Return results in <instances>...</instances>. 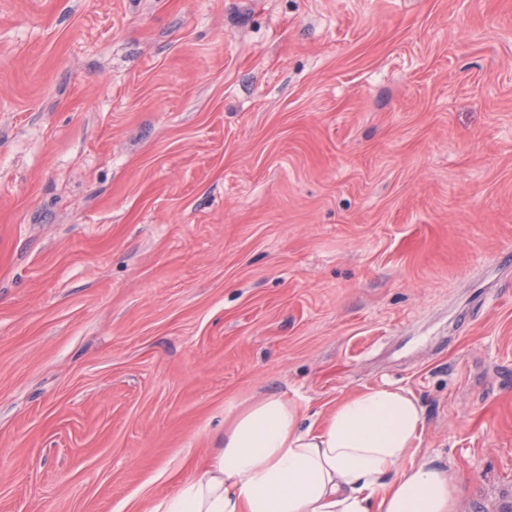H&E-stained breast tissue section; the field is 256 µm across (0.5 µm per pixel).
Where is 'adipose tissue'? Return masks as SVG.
I'll use <instances>...</instances> for the list:
<instances>
[{
	"label": "adipose tissue",
	"mask_w": 512,
	"mask_h": 512,
	"mask_svg": "<svg viewBox=\"0 0 512 512\" xmlns=\"http://www.w3.org/2000/svg\"><path fill=\"white\" fill-rule=\"evenodd\" d=\"M423 427L418 399L393 385L319 421L269 394L229 415L203 467L150 512H457L452 470L406 463Z\"/></svg>",
	"instance_id": "obj_1"
}]
</instances>
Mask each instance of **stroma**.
<instances>
[{"instance_id": "stroma-1", "label": "stroma", "mask_w": 512, "mask_h": 512, "mask_svg": "<svg viewBox=\"0 0 512 512\" xmlns=\"http://www.w3.org/2000/svg\"><path fill=\"white\" fill-rule=\"evenodd\" d=\"M384 383L512 512V0H0V512Z\"/></svg>"}]
</instances>
